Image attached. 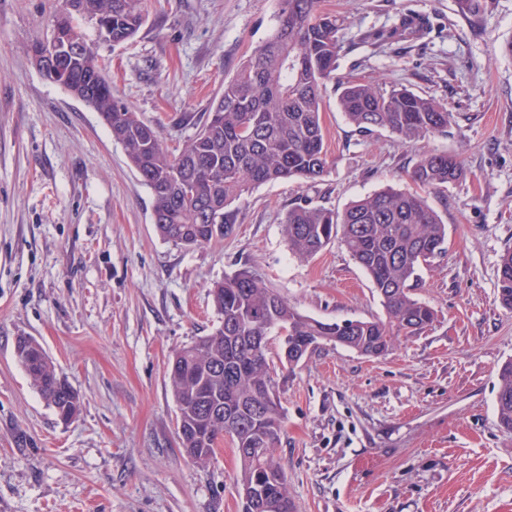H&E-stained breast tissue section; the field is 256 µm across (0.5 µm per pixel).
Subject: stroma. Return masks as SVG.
I'll return each instance as SVG.
<instances>
[{
  "label": "stroma",
  "instance_id": "obj_1",
  "mask_svg": "<svg viewBox=\"0 0 512 512\" xmlns=\"http://www.w3.org/2000/svg\"><path fill=\"white\" fill-rule=\"evenodd\" d=\"M62 0H0V512H241L238 460L221 443L207 465L178 445L166 375L174 351L219 323L211 290L248 268L299 312L378 320L372 283L341 241L309 260L288 248L296 203L343 211L406 189L423 153L457 154L463 180L428 191L446 251L421 271L425 332L368 357L325 346L276 366L285 414L277 447L297 512H512V431L496 411L497 371L512 360V311L497 268L512 249V0L477 18L458 0H323L342 22L339 79L406 86L445 103L447 132L416 144L361 133L323 91L327 174L260 186L230 237L163 240L152 197L97 112L49 83L28 55ZM130 41L101 44L114 95L178 151L251 49L278 0H144ZM420 38L370 40L400 16ZM37 340L78 393L63 422L18 361Z\"/></svg>",
  "mask_w": 512,
  "mask_h": 512
}]
</instances>
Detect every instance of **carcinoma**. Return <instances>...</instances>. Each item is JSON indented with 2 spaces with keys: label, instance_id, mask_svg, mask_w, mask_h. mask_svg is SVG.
Segmentation results:
<instances>
[{
  "label": "carcinoma",
  "instance_id": "obj_1",
  "mask_svg": "<svg viewBox=\"0 0 512 512\" xmlns=\"http://www.w3.org/2000/svg\"><path fill=\"white\" fill-rule=\"evenodd\" d=\"M322 0H279L271 34L256 45L240 68L224 81L201 128L182 149L163 148L159 131L144 122L105 81L89 95L85 77L102 70L96 44H121L144 23L142 0H64L52 22L65 19L68 32L88 45L63 69H48L43 78L63 87L98 112L112 139L120 144L132 168L149 188L158 234L181 246H201L233 232L237 204L254 188L278 181L316 182L327 173L322 125V90L336 71L343 45L340 19L321 8ZM104 21L112 39L86 26ZM400 18L374 39L394 42L422 35L424 25ZM338 105L347 121L363 133L391 132L407 143L447 131L446 105L407 88L386 90L371 82L340 83ZM464 175L458 156L423 155L411 180L432 190ZM283 232L290 250L311 258L341 236L351 257L367 273L382 299L386 319L323 322L304 315L250 269L226 277L213 290L219 326L193 344L177 350L168 366L169 386L181 413L182 455L197 465L209 463L224 436L232 438L240 460L239 489L258 498L259 512H297L288 489L285 466L275 449L283 432L284 412L268 350L245 346L246 336H267L283 329L295 346L332 344L377 357L392 349L400 336H414L432 325L433 309L417 300L421 266L444 252L447 229L424 198L387 187L355 201L343 212L309 203L288 209ZM499 300L512 310V250L500 258ZM18 357L34 387L57 416L71 418L81 406L78 393L55 369L44 350L21 337ZM497 417L512 430V361L497 372ZM222 402L221 420L197 431L202 405Z\"/></svg>",
  "mask_w": 512,
  "mask_h": 512
}]
</instances>
